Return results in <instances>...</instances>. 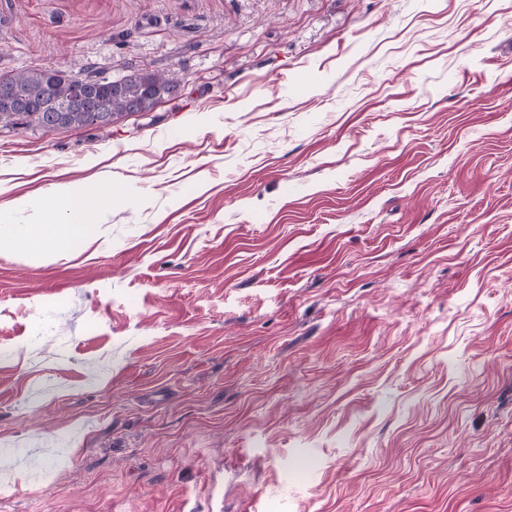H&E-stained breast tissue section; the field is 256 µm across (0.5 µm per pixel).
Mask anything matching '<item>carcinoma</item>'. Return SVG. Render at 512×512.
I'll use <instances>...</instances> for the list:
<instances>
[{
    "mask_svg": "<svg viewBox=\"0 0 512 512\" xmlns=\"http://www.w3.org/2000/svg\"><path fill=\"white\" fill-rule=\"evenodd\" d=\"M21 97L19 106L0 111L1 127L34 124L43 129L102 128L129 114L135 102L150 111L157 100L180 84L172 73L140 72L116 82L92 74H70L58 69H36L10 76ZM61 103L68 111L59 112ZM96 111L91 112L89 108Z\"/></svg>",
    "mask_w": 512,
    "mask_h": 512,
    "instance_id": "carcinoma-1",
    "label": "carcinoma"
}]
</instances>
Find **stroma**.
I'll use <instances>...</instances> for the list:
<instances>
[{
	"label": "stroma",
	"instance_id": "stroma-1",
	"mask_svg": "<svg viewBox=\"0 0 512 512\" xmlns=\"http://www.w3.org/2000/svg\"><path fill=\"white\" fill-rule=\"evenodd\" d=\"M0 512H512V0H0ZM112 174L88 244L14 239ZM1 78L16 84L22 101L18 107L0 111V126L34 124L43 129L106 127L128 115L132 103H141L142 112L150 111L181 82L173 73L140 72L115 82L58 69H36ZM79 84L82 89L78 94ZM60 103L69 104L68 112L66 104L55 112ZM91 106L98 112H87Z\"/></svg>",
	"mask_w": 512,
	"mask_h": 512
}]
</instances>
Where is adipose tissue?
<instances>
[{"mask_svg": "<svg viewBox=\"0 0 512 512\" xmlns=\"http://www.w3.org/2000/svg\"><path fill=\"white\" fill-rule=\"evenodd\" d=\"M111 186L94 179L62 180L44 193L41 217L30 227L24 242L48 252L75 241L94 239L104 213L112 205Z\"/></svg>", "mask_w": 512, "mask_h": 512, "instance_id": "ef3b65f1", "label": "adipose tissue"}]
</instances>
